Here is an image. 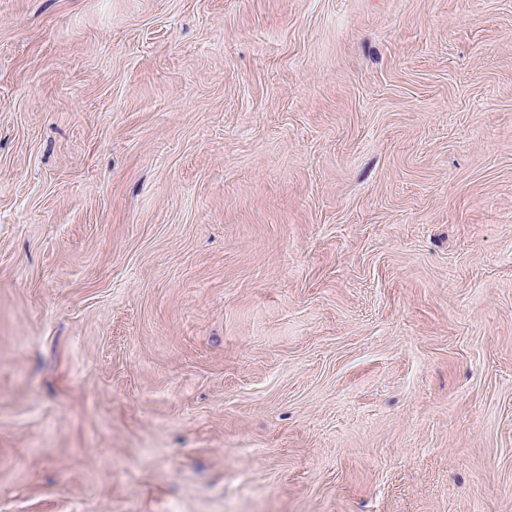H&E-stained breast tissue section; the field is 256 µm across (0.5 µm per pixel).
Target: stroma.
Listing matches in <instances>:
<instances>
[{"instance_id":"stroma-1","label":"stroma","mask_w":512,"mask_h":512,"mask_svg":"<svg viewBox=\"0 0 512 512\" xmlns=\"http://www.w3.org/2000/svg\"><path fill=\"white\" fill-rule=\"evenodd\" d=\"M0 512H512V0H0Z\"/></svg>"}]
</instances>
